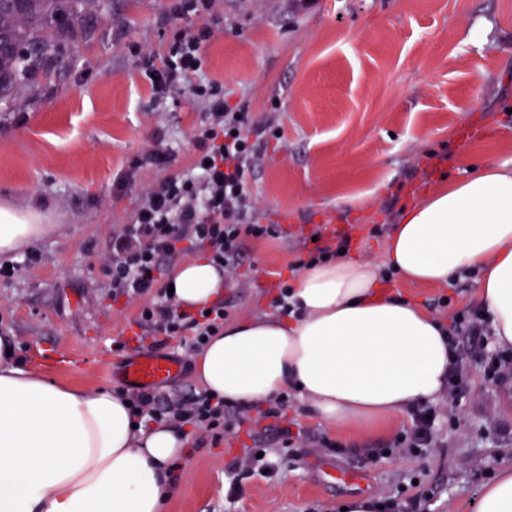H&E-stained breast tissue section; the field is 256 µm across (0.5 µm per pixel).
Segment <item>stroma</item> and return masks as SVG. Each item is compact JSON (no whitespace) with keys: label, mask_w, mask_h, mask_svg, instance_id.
I'll return each mask as SVG.
<instances>
[{"label":"stroma","mask_w":512,"mask_h":512,"mask_svg":"<svg viewBox=\"0 0 512 512\" xmlns=\"http://www.w3.org/2000/svg\"><path fill=\"white\" fill-rule=\"evenodd\" d=\"M175 0H103L58 39L64 64L21 83L0 104V207L32 209L47 230L36 264L0 279V331L21 347L24 366L50 379L113 392V370L150 352L135 323L138 305L113 298L104 254L159 170L134 162L154 139L191 161L202 106L189 95L156 105L131 52L163 56ZM224 32L204 50L205 75L230 105L270 120L283 138L255 167L257 219L278 236L246 244L256 271L225 289L228 321L273 315L280 281L318 225L350 234L352 254L384 263L372 225L398 222L431 190L473 171L512 167V0H221ZM477 280L402 282L401 296L430 308L477 304ZM123 350H115V343ZM180 364L165 392L200 390L196 352L173 339ZM472 391L435 447L412 455L386 448L412 426L403 414L371 430L331 426L290 395L286 413L303 431L284 446L267 422L245 421L219 445L190 443L166 512H341L354 497L405 500L429 489L421 512H477L480 492L512 464V381L483 379L466 354ZM336 449L322 447V439ZM274 472L232 483L251 449ZM418 477L420 487L410 486Z\"/></svg>","instance_id":"obj_1"}]
</instances>
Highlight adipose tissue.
I'll list each match as a JSON object with an SVG mask.
<instances>
[{
    "mask_svg": "<svg viewBox=\"0 0 512 512\" xmlns=\"http://www.w3.org/2000/svg\"><path fill=\"white\" fill-rule=\"evenodd\" d=\"M33 215L0 208V255L45 232ZM406 281L445 285L481 271L477 296L496 346L512 348V169L487 168L435 188L406 209L385 244ZM175 302L197 312L224 295L206 252L172 271ZM290 315L225 325L197 357L196 378L230 402L262 404L294 388L325 423L374 428L448 381L442 322L344 256L303 270ZM0 336V512H163L173 462L188 453L178 427H133L120 395L49 381L19 364Z\"/></svg>",
    "mask_w": 512,
    "mask_h": 512,
    "instance_id": "ef3b65f1",
    "label": "adipose tissue"
}]
</instances>
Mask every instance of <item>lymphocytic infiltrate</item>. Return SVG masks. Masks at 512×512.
<instances>
[{
  "mask_svg": "<svg viewBox=\"0 0 512 512\" xmlns=\"http://www.w3.org/2000/svg\"><path fill=\"white\" fill-rule=\"evenodd\" d=\"M175 14L181 24L174 27L160 63L150 66L145 75L156 103L187 92L203 105L205 116L194 130L193 155L185 170L170 173L174 156L158 144L136 160V167L163 169L167 175L144 193L129 223L113 232L105 267L113 297L141 299L136 324L143 339H184L191 350L198 351L211 337L220 335L228 311L221 302L207 311H180L163 277L196 248L208 250L212 262L223 269L225 284H233L241 277L246 240L277 235V225L258 222L252 190L254 159L276 138L277 130L255 120L245 108L229 106L223 84L202 77L204 49L224 30L217 0H178ZM186 20L193 21V28H183ZM449 305L444 296L435 304L449 320L448 403L441 408L418 406L410 431L392 443L391 452L433 447L438 422L455 420L458 398L471 387L472 375L458 339L488 336V318L483 307L453 311ZM125 397L131 415L139 422L188 425L215 445L246 421L251 411L250 406H232L207 392L161 393L135 388Z\"/></svg>",
  "mask_w": 512,
  "mask_h": 512,
  "instance_id": "lymphocytic-infiltrate-1",
  "label": "lymphocytic infiltrate"
}]
</instances>
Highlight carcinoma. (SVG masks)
<instances>
[{
	"label": "carcinoma",
	"instance_id": "obj_1",
	"mask_svg": "<svg viewBox=\"0 0 512 512\" xmlns=\"http://www.w3.org/2000/svg\"><path fill=\"white\" fill-rule=\"evenodd\" d=\"M97 0H0V103L46 59H57L54 32L80 20Z\"/></svg>",
	"mask_w": 512,
	"mask_h": 512
}]
</instances>
